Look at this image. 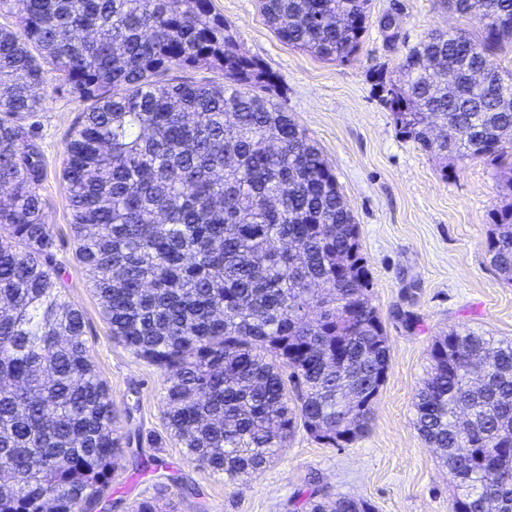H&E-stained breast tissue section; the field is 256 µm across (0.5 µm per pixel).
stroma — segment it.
<instances>
[{"instance_id": "1", "label": "stroma", "mask_w": 512, "mask_h": 512, "mask_svg": "<svg viewBox=\"0 0 512 512\" xmlns=\"http://www.w3.org/2000/svg\"><path fill=\"white\" fill-rule=\"evenodd\" d=\"M241 53L273 76L274 99L290 112L336 172L359 227L372 276L371 300L390 345L387 378L368 431L336 448L297 432L279 457L244 481L213 477L187 459L162 422L164 376L112 339L85 269L75 255L62 179L66 145L84 100L47 96L28 119L42 146L45 221L66 272L68 301L82 310L89 355L112 394L131 445L118 459L110 495L94 512H129L175 476L160 512H293L317 488L369 501L375 512H449L448 470L415 426L414 397L437 336L470 328L512 339V285L490 262L492 211L505 200L493 165L444 163L397 130L379 79L397 76L406 49L433 30L480 37L476 21L441 0H370L363 43L347 62L326 61L282 43L257 0H213Z\"/></svg>"}]
</instances>
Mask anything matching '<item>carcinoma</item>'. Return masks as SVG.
<instances>
[{
  "label": "carcinoma",
  "mask_w": 512,
  "mask_h": 512,
  "mask_svg": "<svg viewBox=\"0 0 512 512\" xmlns=\"http://www.w3.org/2000/svg\"><path fill=\"white\" fill-rule=\"evenodd\" d=\"M448 2L485 35H427L382 100L422 150L494 163L512 197V74L495 62L512 0ZM367 5L259 0L280 40L340 62L360 49ZM2 14L17 27L0 25V512H92L123 451L24 123L48 86L89 102L62 173L76 257L112 339L164 374L162 420L187 458L235 482L300 429L333 447L362 436L390 347L358 225L316 145L257 93L272 77L212 0H0ZM200 68L221 77H184ZM488 253L512 285V201L494 209ZM414 408L448 468L450 512H512V341L437 338ZM301 512L374 507L313 493Z\"/></svg>",
  "instance_id": "carcinoma-1"
}]
</instances>
